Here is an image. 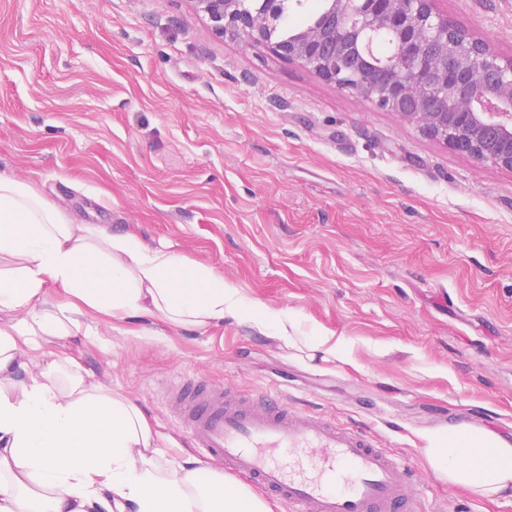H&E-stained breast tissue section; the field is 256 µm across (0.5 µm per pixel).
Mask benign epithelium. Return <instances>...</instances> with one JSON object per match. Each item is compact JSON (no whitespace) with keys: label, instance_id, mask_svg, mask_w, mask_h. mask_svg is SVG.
Returning <instances> with one entry per match:
<instances>
[{"label":"benign epithelium","instance_id":"obj_1","mask_svg":"<svg viewBox=\"0 0 512 512\" xmlns=\"http://www.w3.org/2000/svg\"><path fill=\"white\" fill-rule=\"evenodd\" d=\"M219 35L231 30L276 55L296 61L322 79L349 88L399 117L414 121L432 138L476 159L512 169V59L481 55L468 35L448 36V18L435 0H326L323 23L288 42L272 41L279 0H193ZM392 33L396 51L385 63L383 83L350 81L337 57L362 49L376 31ZM493 72L483 82L481 68Z\"/></svg>","mask_w":512,"mask_h":512}]
</instances>
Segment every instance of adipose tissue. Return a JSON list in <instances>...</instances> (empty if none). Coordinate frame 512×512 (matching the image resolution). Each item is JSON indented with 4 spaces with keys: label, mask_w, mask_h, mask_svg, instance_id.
<instances>
[{
    "label": "adipose tissue",
    "mask_w": 512,
    "mask_h": 512,
    "mask_svg": "<svg viewBox=\"0 0 512 512\" xmlns=\"http://www.w3.org/2000/svg\"><path fill=\"white\" fill-rule=\"evenodd\" d=\"M1 258L0 312L26 311L30 333L78 335L89 313L195 331L238 314L308 358L344 357L341 341L292 336L295 315L245 303L212 269L129 233L70 223L31 185L0 174ZM51 284L64 303L45 301ZM19 331L0 326V512H271L224 474L165 460L131 400L56 361L33 369ZM426 442L430 465L449 483L484 497L512 491V443L476 427Z\"/></svg>",
    "instance_id": "1"
}]
</instances>
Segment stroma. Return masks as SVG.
<instances>
[{
    "label": "stroma",
    "mask_w": 512,
    "mask_h": 512,
    "mask_svg": "<svg viewBox=\"0 0 512 512\" xmlns=\"http://www.w3.org/2000/svg\"><path fill=\"white\" fill-rule=\"evenodd\" d=\"M435 7L512 58V0ZM0 173L347 343L349 362L311 360L230 315L28 337L38 365L133 400L169 461L200 457L167 407L199 375L363 423L412 473L416 512H512L424 453L453 417L512 434V169L217 36L192 0H0Z\"/></svg>",
    "instance_id": "stroma-1"
}]
</instances>
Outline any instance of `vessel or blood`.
I'll return each instance as SVG.
<instances>
[{
    "label": "vessel or blood",
    "instance_id": "b4317fda",
    "mask_svg": "<svg viewBox=\"0 0 512 512\" xmlns=\"http://www.w3.org/2000/svg\"><path fill=\"white\" fill-rule=\"evenodd\" d=\"M168 405L205 457L289 512H414L409 471L362 429L201 376L175 385Z\"/></svg>",
    "mask_w": 512,
    "mask_h": 512
}]
</instances>
